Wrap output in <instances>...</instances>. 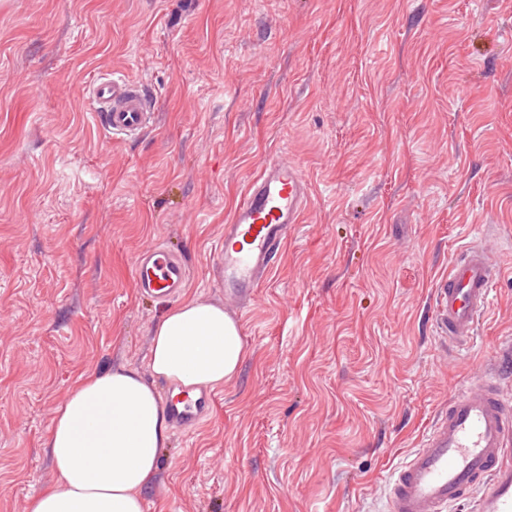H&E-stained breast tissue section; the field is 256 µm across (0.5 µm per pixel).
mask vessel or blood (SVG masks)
I'll return each mask as SVG.
<instances>
[{"mask_svg": "<svg viewBox=\"0 0 512 512\" xmlns=\"http://www.w3.org/2000/svg\"><path fill=\"white\" fill-rule=\"evenodd\" d=\"M109 138L139 136L157 123L152 98L124 74L97 77L82 102ZM310 189L287 156L265 160L224 226L217 264L225 300L244 307L274 265L288 232L301 223ZM501 269L479 244L464 247L434 290L437 334L461 347L473 338L490 304ZM183 258L162 245L135 260L137 293L159 299L179 296L188 283ZM214 401L168 397L174 426L193 432ZM386 512H445L467 501L472 512H512V378L491 369L478 386L452 392L419 448L397 466L383 487Z\"/></svg>", "mask_w": 512, "mask_h": 512, "instance_id": "1", "label": "vessel or blood"}]
</instances>
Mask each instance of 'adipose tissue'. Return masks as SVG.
Masks as SVG:
<instances>
[{"label":"adipose tissue","instance_id":"ef3b65f1","mask_svg":"<svg viewBox=\"0 0 512 512\" xmlns=\"http://www.w3.org/2000/svg\"><path fill=\"white\" fill-rule=\"evenodd\" d=\"M149 367L174 393L196 396L232 379L246 356L237 322L223 308L182 300L153 327ZM170 439L166 406L138 369L80 378L45 437L55 477L31 512H143Z\"/></svg>","mask_w":512,"mask_h":512}]
</instances>
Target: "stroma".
<instances>
[{"mask_svg":"<svg viewBox=\"0 0 512 512\" xmlns=\"http://www.w3.org/2000/svg\"><path fill=\"white\" fill-rule=\"evenodd\" d=\"M113 70L159 114L133 140L80 105ZM280 154L310 204L255 302L225 305L224 222ZM156 244L248 354L172 435L144 512H380L512 341V0H0V512L53 481L43 437L82 374L170 391L148 345L173 303L132 280ZM470 244L502 276L451 353L432 295Z\"/></svg>","mask_w":512,"mask_h":512,"instance_id":"stroma-1","label":"stroma"}]
</instances>
